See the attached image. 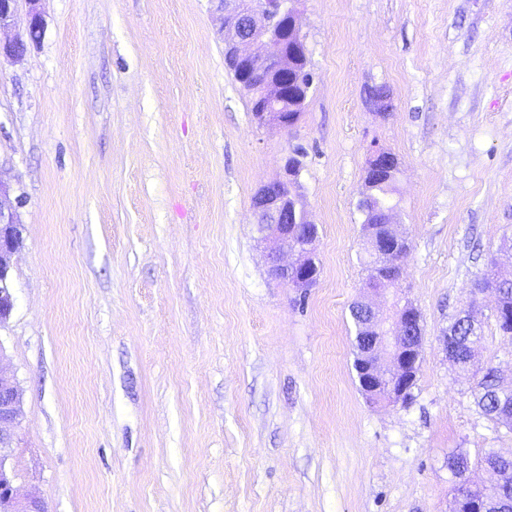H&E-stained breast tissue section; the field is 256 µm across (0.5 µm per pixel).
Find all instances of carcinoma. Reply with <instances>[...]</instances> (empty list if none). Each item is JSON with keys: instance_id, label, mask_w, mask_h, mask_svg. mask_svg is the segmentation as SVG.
Instances as JSON below:
<instances>
[{"instance_id": "1", "label": "carcinoma", "mask_w": 512, "mask_h": 512, "mask_svg": "<svg viewBox=\"0 0 512 512\" xmlns=\"http://www.w3.org/2000/svg\"><path fill=\"white\" fill-rule=\"evenodd\" d=\"M395 187L366 172L361 194L371 201L368 209H360L363 215L361 232L365 238L386 239L388 231L382 218L389 208L397 207L392 195ZM367 285L372 288H387L396 285L400 267L389 264L378 256L367 262ZM492 290L496 297L494 315L502 335L512 340V279L483 278L475 282L472 293ZM399 312L408 317L409 335L417 338L423 334L420 315L409 304ZM448 350L451 351L452 366L462 370H474L476 382L473 396L480 412L491 420L512 430V386H506L498 369L488 367L474 369L472 351L482 342L480 327L467 316H455L448 328ZM491 476V484L485 488L471 486L466 473L469 461L466 455L458 454L448 461V469L455 479L452 512H512V456H504L490 449L481 458Z\"/></svg>"}]
</instances>
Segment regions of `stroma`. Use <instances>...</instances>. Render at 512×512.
Here are the masks:
<instances>
[{
	"label": "stroma",
	"instance_id": "stroma-1",
	"mask_svg": "<svg viewBox=\"0 0 512 512\" xmlns=\"http://www.w3.org/2000/svg\"><path fill=\"white\" fill-rule=\"evenodd\" d=\"M313 84L261 128L209 0H41L0 60V182L24 226L0 347L8 458L48 512H451L512 431L480 414L443 332L464 306L512 383L486 273L512 278V0H302ZM385 88L377 112L368 91ZM397 156L401 290L422 317L407 406L362 394L349 307L371 150ZM299 152L308 289L268 272L252 200ZM40 1L26 0V3L29 5L26 27L23 32L16 33L12 39L3 43L0 40V57L4 56L9 59L21 58L27 50V46L24 45L26 37L32 32L39 33L40 36L43 34L45 21L41 11L37 8V4Z\"/></svg>",
	"mask_w": 512,
	"mask_h": 512
}]
</instances>
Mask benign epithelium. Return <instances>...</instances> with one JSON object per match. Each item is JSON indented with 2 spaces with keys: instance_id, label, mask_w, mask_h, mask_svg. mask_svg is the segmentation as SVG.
<instances>
[{
  "instance_id": "1",
  "label": "benign epithelium",
  "mask_w": 512,
  "mask_h": 512,
  "mask_svg": "<svg viewBox=\"0 0 512 512\" xmlns=\"http://www.w3.org/2000/svg\"><path fill=\"white\" fill-rule=\"evenodd\" d=\"M40 0H26L29 5L24 31L0 42V57L21 58L26 37L43 33L45 21L37 8ZM224 36L225 57L238 81L255 90L254 119L260 126L292 130L288 118V77L294 73L288 49L305 50L301 31L300 0H212ZM18 0H0V30L15 24ZM369 167L378 177L391 179L395 173L393 154L375 149L370 152ZM301 166L285 160L279 177L261 186L253 200L256 216L266 215L268 223L256 224L261 239L269 243V269L287 288H295L311 277L308 259L318 233L301 202L297 187ZM9 188L0 182V324L10 316L14 296L10 279L12 256L23 242V228L18 214L8 201ZM305 224L314 231L301 244L289 240L288 224ZM360 306L375 318L365 331L377 333L367 353L373 359L368 375L361 379L366 390L385 391L387 402L401 404L408 391L409 374L419 368L421 346L404 339L408 327L396 314V302H388L389 289H368ZM390 303L389 311L383 304ZM21 394L14 375L3 363L0 352V512H47L45 499L21 495L14 487V476L6 467V450L13 445L19 424Z\"/></svg>"
}]
</instances>
